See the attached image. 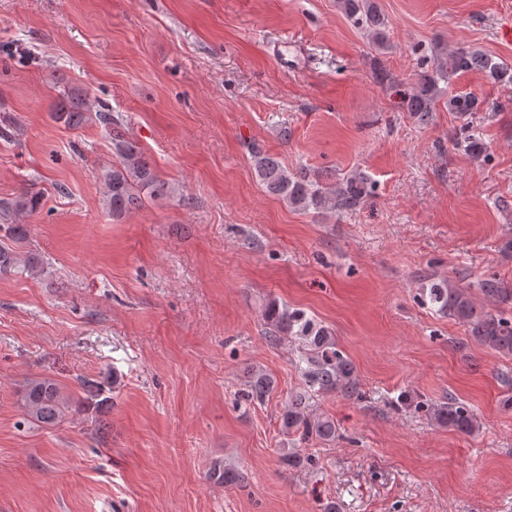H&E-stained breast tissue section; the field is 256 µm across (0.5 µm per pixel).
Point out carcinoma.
I'll use <instances>...</instances> for the list:
<instances>
[{
  "mask_svg": "<svg viewBox=\"0 0 512 512\" xmlns=\"http://www.w3.org/2000/svg\"><path fill=\"white\" fill-rule=\"evenodd\" d=\"M344 14L354 26L363 30L378 46L389 41V20L378 7L376 0H338ZM432 70L421 71L412 87L398 91L399 107L424 123L435 111L442 90L439 83L468 72H479L492 84L511 83L512 70L503 67L479 49L460 47L453 50L433 44L430 50ZM480 110L479 98L472 93L448 95V111L456 113L462 124L455 133L456 145L469 154L479 157L487 148L474 125L473 114ZM52 118L67 126H96L111 141L117 161L107 168L105 205L118 220L142 206L144 200L168 199L173 194L170 183L157 175L136 143L127 136L123 116L112 112L109 105L90 100L87 93L76 89H62L53 105ZM252 167L256 180L274 196L298 210H322L347 214L364 205L373 196V183L362 173L338 177L330 170L312 173L301 170L291 173L282 163L259 148L251 150ZM40 205V198L22 192L11 199L0 200V218L32 212ZM478 293L485 304L476 303L471 287L439 280L421 289L419 300L431 304L466 326L474 342L502 356L512 357V288L494 276L477 284ZM263 317L268 325L267 339L278 342L282 336H299L308 347L304 356L302 376L306 388L313 393L339 392L347 397L360 394L359 383L351 362L336 348L332 333L299 310H290L273 300L266 304ZM274 390L273 380L256 372L248 381L244 392L246 400L263 402ZM306 395L288 400L282 414V430L301 440L316 439L323 442L336 438V422L329 417H314L306 410ZM18 403L24 421L31 424L55 425L69 412L70 405L61 395L57 383L47 377L29 380L20 393ZM439 426L472 435L480 425L468 406L455 400L440 404L420 403ZM288 466L305 465L314 468L318 458L303 456L297 451H287L281 456ZM210 478L226 484H238L244 477L229 468L216 465Z\"/></svg>",
  "mask_w": 512,
  "mask_h": 512,
  "instance_id": "cac0c4a2",
  "label": "carcinoma"
}]
</instances>
